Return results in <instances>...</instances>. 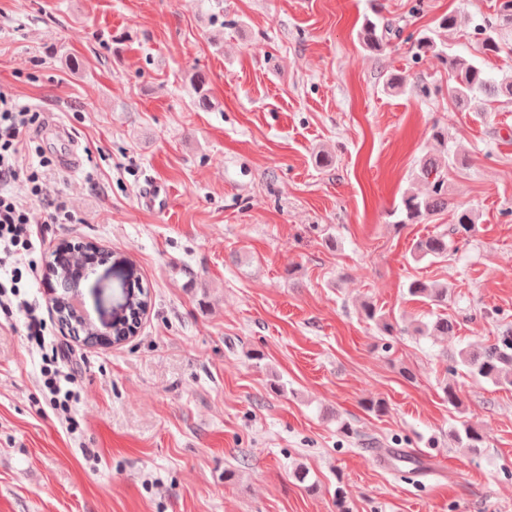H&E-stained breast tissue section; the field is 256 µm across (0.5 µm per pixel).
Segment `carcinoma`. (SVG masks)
Masks as SVG:
<instances>
[{
    "instance_id": "cac0c4a2",
    "label": "carcinoma",
    "mask_w": 512,
    "mask_h": 512,
    "mask_svg": "<svg viewBox=\"0 0 512 512\" xmlns=\"http://www.w3.org/2000/svg\"><path fill=\"white\" fill-rule=\"evenodd\" d=\"M401 28L386 24L382 27L367 18L358 32L362 46L369 50L378 51L384 48L391 37H398ZM479 41V52L483 55H498L511 53V47H505L498 38L496 29L491 25L476 30ZM416 57L431 54L448 65L452 83L448 84V97L463 107L479 108L488 100L505 97L512 100V77L500 81L490 76L481 66L476 57L466 58L448 53V44L437 43L434 37L424 35L415 44ZM431 140L439 147V154L431 152L420 157L417 164L415 179L428 185V191L421 193L410 186L404 189L399 202L394 206L392 214L397 217L396 224H419L431 218L450 204L448 187V170L453 168L461 156L459 153L448 152V132L435 125L431 129ZM477 224L476 212L472 209L457 211L455 223L449 225L448 233L427 236L417 240L413 246V254L419 259H442L448 257L449 239L456 235L468 234L474 231ZM84 253L78 248L58 247L54 260L48 263L49 272L56 278L63 293L53 299L59 309H70L66 294L78 288L71 278L73 265L83 260ZM410 296L435 305L448 301V286L414 279L407 285ZM126 311L122 319L112 324L113 342L121 343L133 337L137 331L140 316L148 307L147 295L141 291L127 290L124 295ZM362 316L376 324L385 336H392L396 327L378 308L367 303L362 308ZM430 336H446L453 329V323L448 317L438 316L435 320L424 325ZM461 363L477 377L488 379L496 384H512V334H508L493 345L486 347L480 353L461 352ZM456 443L463 448H477L482 442V436L477 427L469 423L461 424L452 432Z\"/></svg>"
}]
</instances>
